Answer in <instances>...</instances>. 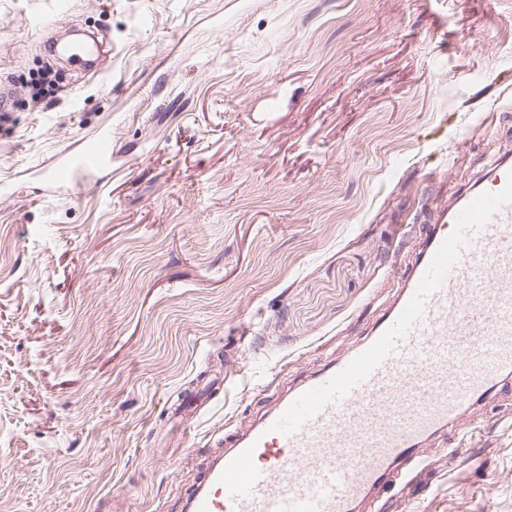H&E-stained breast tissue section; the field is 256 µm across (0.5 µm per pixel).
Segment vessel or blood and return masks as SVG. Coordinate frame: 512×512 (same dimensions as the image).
<instances>
[{
	"label": "vessel or blood",
	"mask_w": 512,
	"mask_h": 512,
	"mask_svg": "<svg viewBox=\"0 0 512 512\" xmlns=\"http://www.w3.org/2000/svg\"><path fill=\"white\" fill-rule=\"evenodd\" d=\"M108 130L53 160L45 191L112 167ZM512 392V161L429 215L393 304L345 357L312 372L245 431L225 432L182 512H386L427 469L428 445Z\"/></svg>",
	"instance_id": "vessel-or-blood-1"
}]
</instances>
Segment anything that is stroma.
Here are the masks:
<instances>
[{"mask_svg": "<svg viewBox=\"0 0 512 512\" xmlns=\"http://www.w3.org/2000/svg\"><path fill=\"white\" fill-rule=\"evenodd\" d=\"M72 22L111 53L49 56ZM0 512H181L512 155V0H0ZM109 128L101 187L45 167ZM393 512H512V396Z\"/></svg>", "mask_w": 512, "mask_h": 512, "instance_id": "obj_1", "label": "stroma"}]
</instances>
